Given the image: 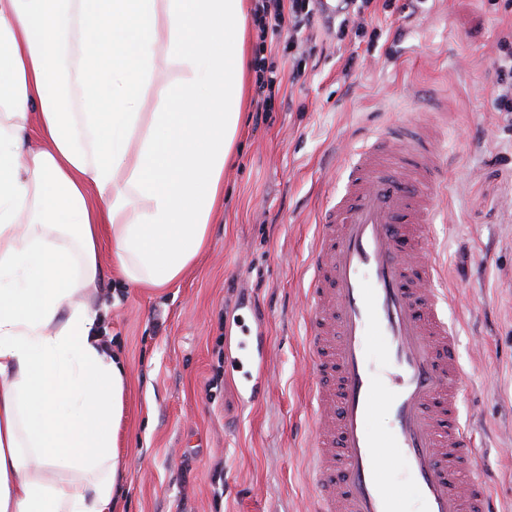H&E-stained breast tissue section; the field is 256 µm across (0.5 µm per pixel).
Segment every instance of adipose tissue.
<instances>
[{"instance_id":"adipose-tissue-1","label":"adipose tissue","mask_w":512,"mask_h":512,"mask_svg":"<svg viewBox=\"0 0 512 512\" xmlns=\"http://www.w3.org/2000/svg\"><path fill=\"white\" fill-rule=\"evenodd\" d=\"M246 22V0H0V512H116L127 372L89 290L108 266L164 287L206 246Z\"/></svg>"}]
</instances>
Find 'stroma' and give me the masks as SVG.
I'll return each instance as SVG.
<instances>
[{"instance_id":"stroma-1","label":"stroma","mask_w":512,"mask_h":512,"mask_svg":"<svg viewBox=\"0 0 512 512\" xmlns=\"http://www.w3.org/2000/svg\"><path fill=\"white\" fill-rule=\"evenodd\" d=\"M374 50L316 27L288 103L246 116L206 249L181 281L94 293L128 375L119 512H313L305 267L322 210L368 133L432 130L445 185L427 228L465 375L461 415L496 512H512V115L492 111L502 0L377 11ZM355 65H348L351 52ZM223 483H215V474Z\"/></svg>"}]
</instances>
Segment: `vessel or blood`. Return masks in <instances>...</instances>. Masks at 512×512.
Instances as JSON below:
<instances>
[{"label": "vessel or blood", "instance_id": "b4317fda", "mask_svg": "<svg viewBox=\"0 0 512 512\" xmlns=\"http://www.w3.org/2000/svg\"><path fill=\"white\" fill-rule=\"evenodd\" d=\"M440 158L437 137L388 127L321 214L307 288L314 512H401L396 469L417 512H494L460 421L456 336L426 246ZM379 409L389 424L376 434L365 422Z\"/></svg>", "mask_w": 512, "mask_h": 512}]
</instances>
